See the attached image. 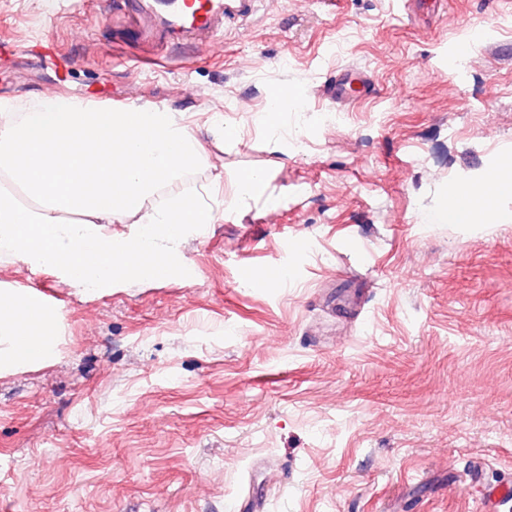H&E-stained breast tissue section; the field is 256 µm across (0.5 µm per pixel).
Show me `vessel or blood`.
<instances>
[{
    "label": "vessel or blood",
    "instance_id": "b4317fda",
    "mask_svg": "<svg viewBox=\"0 0 512 512\" xmlns=\"http://www.w3.org/2000/svg\"><path fill=\"white\" fill-rule=\"evenodd\" d=\"M256 0H100L101 16L122 10L130 31L140 40L160 44L193 43L201 54L212 52L215 38L227 24L245 21ZM369 86L362 68L349 66L326 91L329 99L348 103Z\"/></svg>",
    "mask_w": 512,
    "mask_h": 512
}]
</instances>
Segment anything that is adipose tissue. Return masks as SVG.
Returning <instances> with one entry per match:
<instances>
[{"mask_svg": "<svg viewBox=\"0 0 512 512\" xmlns=\"http://www.w3.org/2000/svg\"><path fill=\"white\" fill-rule=\"evenodd\" d=\"M491 184L460 188L463 208H440L432 219L438 223H472L483 213L485 203L497 196L512 194V156L504 155L491 175ZM61 311L38 310L36 296L27 288L0 289V373L32 367L56 358L64 335Z\"/></svg>", "mask_w": 512, "mask_h": 512, "instance_id": "adipose-tissue-1", "label": "adipose tissue"}]
</instances>
